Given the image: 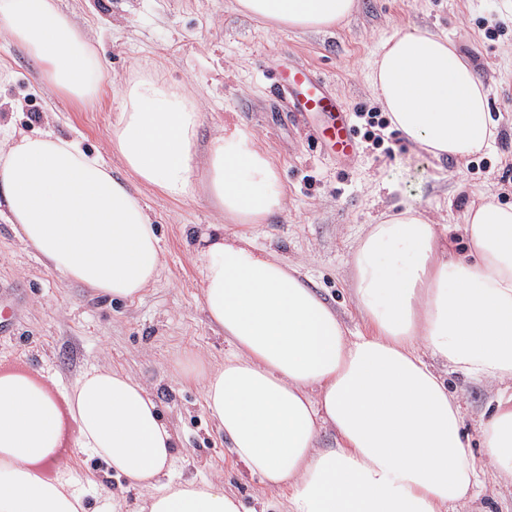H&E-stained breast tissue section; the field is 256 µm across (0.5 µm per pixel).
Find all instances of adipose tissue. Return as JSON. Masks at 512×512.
<instances>
[{
    "instance_id": "ef3b65f1",
    "label": "adipose tissue",
    "mask_w": 512,
    "mask_h": 512,
    "mask_svg": "<svg viewBox=\"0 0 512 512\" xmlns=\"http://www.w3.org/2000/svg\"><path fill=\"white\" fill-rule=\"evenodd\" d=\"M281 29L326 32L358 0H235ZM0 20L60 91L93 99L103 70L55 0H0ZM370 86L394 126L434 155L490 149L488 91L453 41L425 28L378 49ZM109 139L123 175L50 131L0 140V217L60 278L115 301L154 284L163 246L141 190L174 201L205 187L223 223L194 251L201 307L228 346L222 366L184 371L238 462L286 512H466L485 463L512 476V397L481 424L486 461L463 434L458 399L435 361L512 385V206L465 213L469 258L407 208L372 225L353 256L354 296L372 331L351 333L295 264L225 224L282 211L275 165L254 133L225 124L199 148L203 113L167 80L128 81ZM337 445L321 449L323 427ZM175 442L132 376L97 366L63 398L29 372L0 369V512H87L65 452H89L149 488L146 512H247L224 487L171 482Z\"/></svg>"
}]
</instances>
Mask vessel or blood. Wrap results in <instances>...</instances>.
<instances>
[{"mask_svg":"<svg viewBox=\"0 0 512 512\" xmlns=\"http://www.w3.org/2000/svg\"><path fill=\"white\" fill-rule=\"evenodd\" d=\"M277 95L289 111L303 118L324 117L327 127L313 128L318 144L334 140L337 152L352 155L356 141L350 112L341 109L325 83L305 65L297 64L279 69L274 81Z\"/></svg>","mask_w":512,"mask_h":512,"instance_id":"vessel-or-blood-1","label":"vessel or blood"}]
</instances>
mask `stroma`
I'll return each mask as SVG.
<instances>
[{
    "instance_id": "obj_1",
    "label": "stroma",
    "mask_w": 512,
    "mask_h": 512,
    "mask_svg": "<svg viewBox=\"0 0 512 512\" xmlns=\"http://www.w3.org/2000/svg\"><path fill=\"white\" fill-rule=\"evenodd\" d=\"M97 52L104 79L97 96L78 101L55 88L40 64L0 21V130L14 136L53 131L122 165L109 143L125 83L160 76L182 86L204 114L200 144L226 120L245 124L273 159L285 209L267 224L225 223L204 191L172 202L151 188L150 207L164 246L159 280L132 301L98 298L63 282L0 220V321H15L0 336V366L25 369L67 388L94 365L135 376L155 398L172 431L181 468L176 479L220 482L253 506L261 486L232 455L207 412L200 388L184 381V365L200 370L223 363L224 339L201 310V282L193 263L195 239L220 224L225 235L247 232L258 246L301 262L308 283L336 308L346 327L366 332L353 294V254L364 228L382 214L411 206L446 225L450 252L467 255L462 223L480 196L512 204V0H359L353 16L327 33L276 29L234 9V0H56ZM445 34L489 90L496 143L456 161L437 157L402 133L391 154L360 144L347 163L322 154L303 121L277 98L273 67L282 61L310 66L350 110L377 106L369 73L380 43L399 30ZM461 399L464 432L480 453L479 423L495 408L498 389L449 372ZM89 512L112 498L116 512H139L145 490L107 472L87 454L71 460ZM472 512H512V477L487 466Z\"/></svg>"
}]
</instances>
